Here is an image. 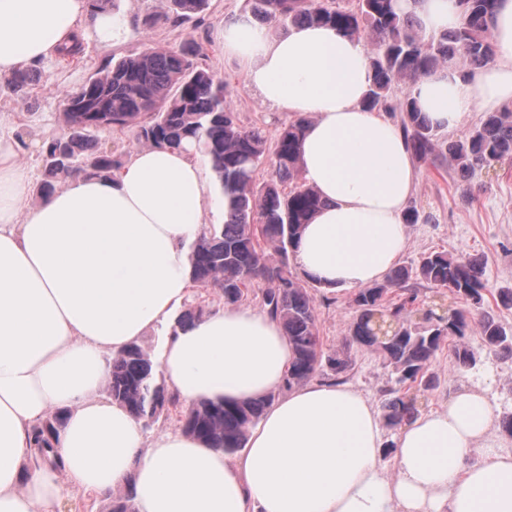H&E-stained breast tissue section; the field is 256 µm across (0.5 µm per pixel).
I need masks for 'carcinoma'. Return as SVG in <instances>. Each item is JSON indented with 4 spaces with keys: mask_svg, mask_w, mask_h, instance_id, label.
Wrapping results in <instances>:
<instances>
[{
    "mask_svg": "<svg viewBox=\"0 0 512 512\" xmlns=\"http://www.w3.org/2000/svg\"><path fill=\"white\" fill-rule=\"evenodd\" d=\"M250 2L253 17L263 23L283 28L321 23L357 37L368 33L375 77L367 105L400 113L402 130L419 157H445L463 178L512 162L511 105L484 113L460 138L442 144L411 98L392 100L389 95L393 84L409 85L447 62L473 67L489 61V18L495 0H459L461 26L428 38L412 16L399 12L397 0H358L350 9L334 5V0ZM208 6L209 0H168L175 26ZM83 51L84 38L78 33L71 45L60 49L58 59L72 63ZM203 56L202 44L187 39L176 51L121 58L68 94L63 112L67 132L42 147L47 179L37 194H50L61 178L82 173L105 177L118 167L120 161L98 147L95 133L104 128L134 124L146 144L194 145L209 164L219 195L228 199L233 219L209 225L192 245V281L218 289L226 303L247 300L258 282L269 284L262 292V306L280 323L294 349L287 387L305 383L326 365L337 375L343 373L351 362L325 348L317 330L312 286L291 267L302 227L321 205L315 190L304 183L285 189L300 174L299 146L308 118H296L274 138L261 126L240 125L227 105L224 81L197 64ZM266 163L275 168L278 181L257 179L258 168ZM269 248L277 259L270 258ZM413 280L448 290L453 303L441 315L421 307ZM486 295L484 260L446 251L428 252L416 266H400L386 280L358 291L350 343L379 353L391 368L393 378L382 404L387 427L420 413L421 393L437 386L430 366L443 348H448L456 368L476 364L474 352L464 343L473 330H479L489 349L512 355V326L502 321ZM107 392L112 402L146 425L178 400L168 391L160 364L139 344L112 358ZM271 400L269 395L238 403L195 402L185 412L182 431L233 453L244 447ZM64 421L65 412L56 411L33 429L39 457L47 456ZM111 512H136L130 491L112 498Z\"/></svg>",
    "mask_w": 512,
    "mask_h": 512,
    "instance_id": "1",
    "label": "carcinoma"
}]
</instances>
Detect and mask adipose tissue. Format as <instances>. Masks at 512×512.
<instances>
[{
  "label": "adipose tissue",
  "mask_w": 512,
  "mask_h": 512,
  "mask_svg": "<svg viewBox=\"0 0 512 512\" xmlns=\"http://www.w3.org/2000/svg\"><path fill=\"white\" fill-rule=\"evenodd\" d=\"M398 5L428 34L462 21L457 0ZM83 25L103 44L122 32L88 0H0V80L56 56ZM489 26L492 62L445 66L408 90L438 132L512 105V0H497ZM224 52L272 110L309 118L300 169L323 206L302 230L297 269L332 294L383 281L407 248L418 174L400 126L363 105L364 41L311 24L274 36L236 14ZM208 171L194 148L144 147L109 176L67 177L33 203L32 174L0 123V512H57L66 481L94 495L129 488L137 512H512V453L498 447L481 392L458 389L403 421L389 467L363 395L285 389L293 350L264 310L228 304L173 328L192 288L191 245L209 216L231 219ZM160 326L173 333L158 360L185 404L272 395L235 458L181 431L145 442L137 418L102 397L107 352ZM57 410L65 466L30 465L32 429Z\"/></svg>",
  "instance_id": "1"
}]
</instances>
